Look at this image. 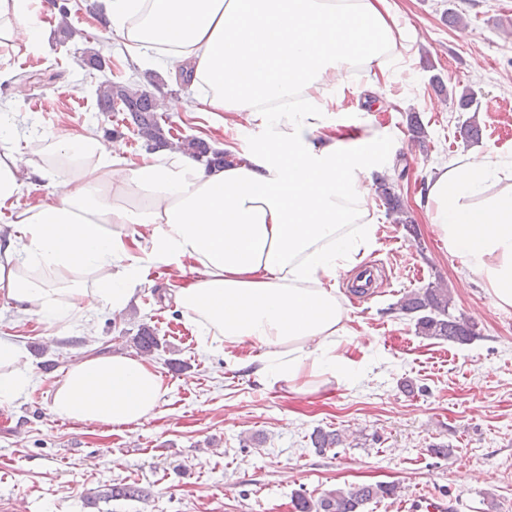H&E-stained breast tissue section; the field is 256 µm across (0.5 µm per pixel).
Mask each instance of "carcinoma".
<instances>
[{"label":"carcinoma","instance_id":"cac0c4a2","mask_svg":"<svg viewBox=\"0 0 512 512\" xmlns=\"http://www.w3.org/2000/svg\"><path fill=\"white\" fill-rule=\"evenodd\" d=\"M96 105L100 112H119L123 120L134 126L137 134L144 140L145 147L154 151L172 146V142L161 126L163 114L158 98L147 90L128 83L108 80L96 90ZM179 149L197 160L213 165H226L235 162L231 154L211 148L205 141L186 138L179 142ZM378 196L387 208V214L395 217L398 224H408L403 218L404 211L393 185L385 179L377 181ZM448 290L445 288H426L422 292H412L400 301V310L407 314L417 313L416 327L421 335L466 344L475 336L473 326L468 320L456 317L449 312ZM136 350L144 355L151 354L159 347L156 333L142 324L134 336ZM314 448L323 452L339 446L342 435L331 431L316 430L311 437ZM397 496V487L390 483L376 482L361 484L349 488H337L314 500L304 494L295 497L296 512H363L371 502H379ZM106 498L135 500L145 497V491L135 484L115 485L104 494Z\"/></svg>","mask_w":512,"mask_h":512}]
</instances>
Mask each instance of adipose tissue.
Here are the masks:
<instances>
[{
    "mask_svg": "<svg viewBox=\"0 0 512 512\" xmlns=\"http://www.w3.org/2000/svg\"><path fill=\"white\" fill-rule=\"evenodd\" d=\"M136 66L201 92L166 99L222 117L269 113L278 134L242 162L207 167L167 150L128 160L90 129L50 139L36 158L15 152L19 128L0 102V299L38 322L92 334L100 309L121 313L129 283L157 265L181 278L175 301L225 348L258 349L265 383L352 377L336 339L353 336L336 273L374 241L362 223L373 156L343 150L315 96L355 64L379 62L393 40L389 0H97ZM41 0H0V46L39 50ZM50 180L54 202L19 205L27 176ZM487 158L466 156L426 184L428 218L448 250L512 307V183L491 190ZM20 351L0 340V404L27 391ZM169 387L146 357L114 353L67 369L51 412L112 426L157 413Z\"/></svg>",
    "mask_w": 512,
    "mask_h": 512,
    "instance_id": "1",
    "label": "adipose tissue"
}]
</instances>
